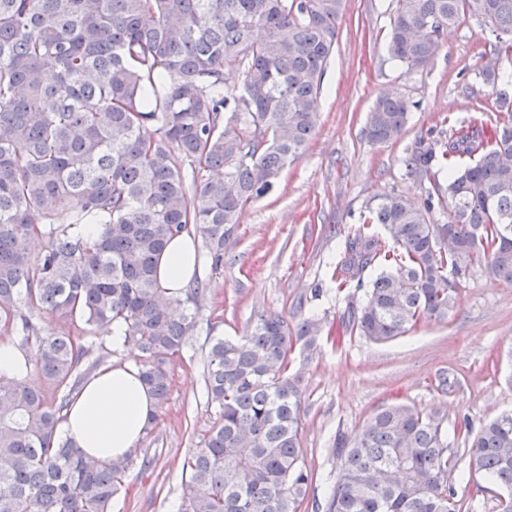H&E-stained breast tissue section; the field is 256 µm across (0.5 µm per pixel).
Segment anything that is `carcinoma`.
Returning <instances> with one entry per match:
<instances>
[{
  "label": "carcinoma",
  "instance_id": "1",
  "mask_svg": "<svg viewBox=\"0 0 512 512\" xmlns=\"http://www.w3.org/2000/svg\"><path fill=\"white\" fill-rule=\"evenodd\" d=\"M345 0H0V323L19 324L38 375L0 377V512H112L132 452L86 456L58 433L70 396L96 367L71 336L42 337L35 310L90 330L124 328L141 352L140 377L163 406L170 364L199 324L201 283L176 303L156 279L168 242L194 232L214 266L243 208L277 184L312 139L321 77ZM471 17L512 58V0H396L387 49L413 74L434 59L443 31ZM240 78L230 92L226 81ZM504 118L491 139L475 127L420 138L403 158L427 181L419 205L394 192L369 201L336 259L337 288L362 287L340 317L343 333L384 343L443 321L474 268L512 283V68L484 69ZM411 108L380 94L364 134L386 144ZM448 167V184L438 167ZM442 212L448 220L436 222ZM99 224L93 238L69 228ZM41 232L43 251L30 252ZM324 328L262 312L238 339H211L208 403L218 415L185 463L178 512H299L312 476L301 440L300 344L312 358ZM447 411L396 403L354 440L336 434V482L324 512H456L448 483L454 448ZM469 465L512 512V412L465 425Z\"/></svg>",
  "mask_w": 512,
  "mask_h": 512
}]
</instances>
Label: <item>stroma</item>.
<instances>
[{"label":"stroma","mask_w":512,"mask_h":512,"mask_svg":"<svg viewBox=\"0 0 512 512\" xmlns=\"http://www.w3.org/2000/svg\"><path fill=\"white\" fill-rule=\"evenodd\" d=\"M394 8L395 0H346L312 140L272 192L243 209L221 267L202 257L200 278L209 290L198 330L173 361L169 399L139 444L153 464L128 472L112 512H177L188 480L184 462L216 417L205 386L211 338L245 335L264 311L314 312L336 323L349 298L333 279L344 247L337 229L361 224L366 203L385 192L423 201L427 183L406 176L401 163L421 135H444L470 121L488 132L496 127L497 112L478 110L475 100L488 91L483 70L496 56L494 36L476 20H462L444 32L433 62L409 75L386 49ZM393 87L412 104L408 124L396 141L372 143L364 134L367 113ZM33 322L39 330L52 325L57 336L82 338L88 360L139 358L135 349L113 345L111 334L88 335L80 321L38 312ZM291 367L303 375V459L314 477L300 512H313L336 479L337 434L355 438L377 409L393 402L445 406L455 453L448 481L457 503L463 512H501L484 477L469 470L465 428L512 411V284L472 270L447 320L420 324L384 344L347 335L322 343L308 366L292 355ZM444 372L456 380L447 395L436 388Z\"/></svg>","instance_id":"1"}]
</instances>
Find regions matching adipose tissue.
<instances>
[{
	"label": "adipose tissue",
	"mask_w": 512,
	"mask_h": 512,
	"mask_svg": "<svg viewBox=\"0 0 512 512\" xmlns=\"http://www.w3.org/2000/svg\"><path fill=\"white\" fill-rule=\"evenodd\" d=\"M200 265L197 237L176 236L157 262L160 288L169 297H184ZM156 411L138 364L123 361L101 367L81 386L63 412L59 431L88 456L108 461L137 448Z\"/></svg>",
	"instance_id": "1"
}]
</instances>
